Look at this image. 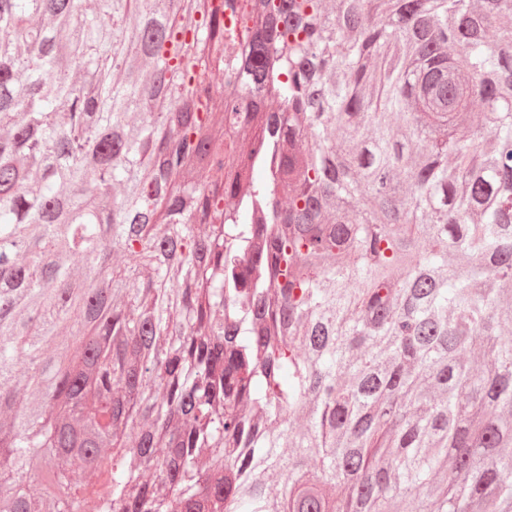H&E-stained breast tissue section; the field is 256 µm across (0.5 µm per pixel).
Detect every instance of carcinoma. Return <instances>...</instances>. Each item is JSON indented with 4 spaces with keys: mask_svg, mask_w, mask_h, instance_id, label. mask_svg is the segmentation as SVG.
<instances>
[{
    "mask_svg": "<svg viewBox=\"0 0 512 512\" xmlns=\"http://www.w3.org/2000/svg\"><path fill=\"white\" fill-rule=\"evenodd\" d=\"M511 286L512 0H0V512H512Z\"/></svg>",
    "mask_w": 512,
    "mask_h": 512,
    "instance_id": "cac0c4a2",
    "label": "carcinoma"
}]
</instances>
